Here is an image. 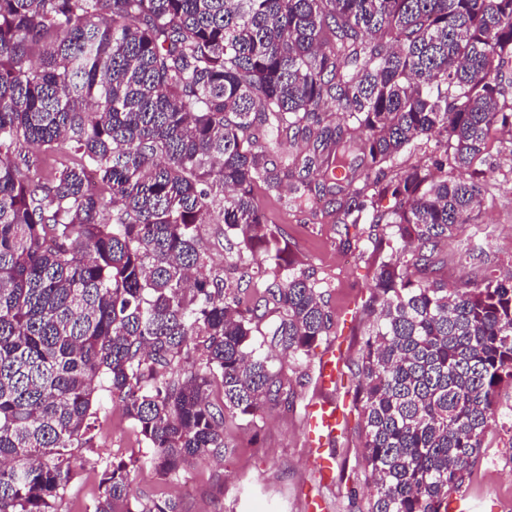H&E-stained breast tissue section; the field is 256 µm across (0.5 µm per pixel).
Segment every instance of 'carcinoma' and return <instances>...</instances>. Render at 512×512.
I'll use <instances>...</instances> for the list:
<instances>
[{
    "instance_id": "obj_1",
    "label": "carcinoma",
    "mask_w": 512,
    "mask_h": 512,
    "mask_svg": "<svg viewBox=\"0 0 512 512\" xmlns=\"http://www.w3.org/2000/svg\"><path fill=\"white\" fill-rule=\"evenodd\" d=\"M510 69L512 0H0V512H55L99 390L149 453L100 461L85 512H178L139 464L176 478L283 401L258 337L301 358L333 327L255 198L285 180L408 255L380 261L357 361L367 512H442L512 412V274L450 286L439 259L512 130ZM431 141L435 169L396 164ZM202 224L236 245L222 269Z\"/></svg>"
}]
</instances>
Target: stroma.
I'll return each mask as SVG.
<instances>
[{"instance_id":"stroma-1","label":"stroma","mask_w":512,"mask_h":512,"mask_svg":"<svg viewBox=\"0 0 512 512\" xmlns=\"http://www.w3.org/2000/svg\"><path fill=\"white\" fill-rule=\"evenodd\" d=\"M483 167L487 187L481 212L460 226L443 248L449 283L472 288L479 287L486 273L512 272V133L498 134ZM257 199L268 224L284 233L295 258L324 282L333 328L300 360L266 345L276 368L291 383L290 396L287 403L228 424L223 461H191L179 478L167 481L144 467L136 471L135 483L176 500L180 512H308L309 500L316 497L323 500L325 512H365L370 480L363 459L364 416L353 400L350 367L365 339V307L372 297L377 257L365 246L363 228L351 229L350 244H343L328 204L318 203L314 216L262 191ZM331 349L341 353L344 372L335 388L324 392L316 384L315 370ZM325 397L344 405L346 412L342 432L326 448L333 462L327 483L315 474L305 437L307 407ZM142 453L121 407L108 404L96 446L85 453L86 467L56 502V512H83L97 493L100 458ZM460 493L473 512H512V433L507 428H489L480 461Z\"/></svg>"}]
</instances>
